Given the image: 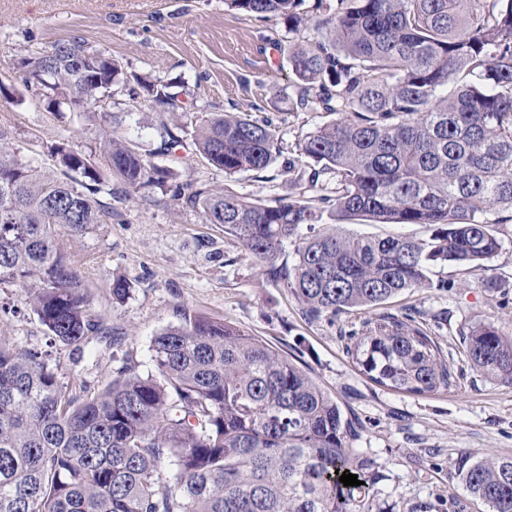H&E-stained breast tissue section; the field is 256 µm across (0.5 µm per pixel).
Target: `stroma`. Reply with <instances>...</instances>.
Segmentation results:
<instances>
[{
	"label": "stroma",
	"mask_w": 512,
	"mask_h": 512,
	"mask_svg": "<svg viewBox=\"0 0 512 512\" xmlns=\"http://www.w3.org/2000/svg\"><path fill=\"white\" fill-rule=\"evenodd\" d=\"M79 36L146 79L174 83L182 99L211 112H246L258 105L279 130L285 153L298 137L327 121L322 112H296L289 99L292 71L276 50L286 42L282 20H257L228 8L224 0H0V127L8 129L23 157L52 166L50 144L69 140L87 150L104 117L154 163L165 127L189 122L180 112H155L148 102L132 105L129 88L112 87L93 107L94 119L73 120L40 102L24 85L23 59L51 44ZM277 158L272 180L252 174L225 175L197 158L179 167L182 179L267 200L293 191ZM498 220L500 253L471 274L435 268L433 287L406 293L380 308L311 321L282 283L272 281L247 257L242 244L219 224L204 223L200 209L155 192L112 201V220L68 250L85 275L92 309L110 335L76 351L51 342L21 289L0 291V340L22 350L45 352L62 381L101 389L126 353L140 372L152 369L153 336L178 325L183 312L224 320L258 336L305 369L360 429L353 446L378 466L374 487L384 512H406L418 500H454L456 512H488L452 474L459 450L480 456L512 455V386L490 381L463 361L462 327L487 319L512 335V212ZM133 285L131 296L112 298V281ZM414 313L417 322L455 364L457 384L427 396L380 387L347 357L349 330L378 314Z\"/></svg>",
	"instance_id": "stroma-1"
}]
</instances>
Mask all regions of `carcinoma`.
<instances>
[{
	"label": "carcinoma",
	"instance_id": "obj_1",
	"mask_svg": "<svg viewBox=\"0 0 512 512\" xmlns=\"http://www.w3.org/2000/svg\"><path fill=\"white\" fill-rule=\"evenodd\" d=\"M282 18L296 112L334 119L307 133L288 166L300 192L269 201L179 181L105 125L98 152L50 145L55 167L20 155L0 128V289L20 287L53 341L108 336L66 239L112 218L109 162L126 196L158 189L200 208L284 284L311 320L385 304L433 283L444 266L477 271L502 249L492 209L512 210V0H225ZM312 23L319 37L300 35ZM25 83L62 114L84 115L121 66L73 36L24 62ZM156 112L182 108L173 85L139 81ZM192 149L227 176L267 171L281 153L269 120L198 109L164 128L156 152ZM336 220L418 224L426 237H300ZM295 262L279 263L288 244ZM373 383L416 396L450 387L452 366L408 314L348 334ZM468 368L512 385V336L493 322L463 337ZM154 372L128 358L97 391L60 381L38 351L0 343V512H373L376 461L352 448L341 410L305 370L230 322L183 313L156 334ZM173 472H168V469ZM455 477L489 512H512V456L458 453ZM360 486H344L343 473Z\"/></svg>",
	"mask_w": 512,
	"mask_h": 512
}]
</instances>
